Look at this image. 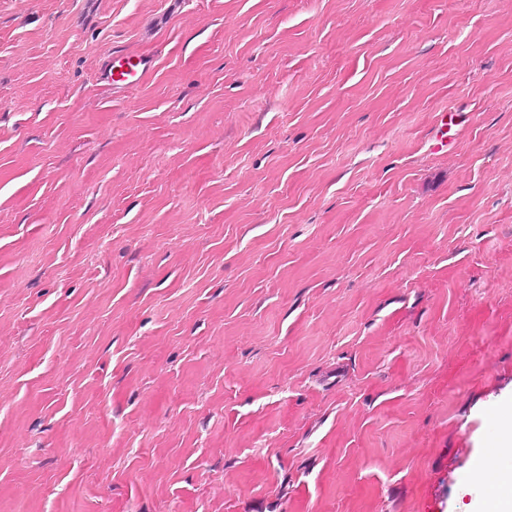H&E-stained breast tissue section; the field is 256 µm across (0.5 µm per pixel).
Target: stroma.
Here are the masks:
<instances>
[{
    "label": "stroma",
    "instance_id": "35a3bbf8",
    "mask_svg": "<svg viewBox=\"0 0 512 512\" xmlns=\"http://www.w3.org/2000/svg\"><path fill=\"white\" fill-rule=\"evenodd\" d=\"M511 402L512 0H0V512H468ZM154 66L153 58L138 54H117L105 73L112 88H125L143 82ZM460 118L458 112H439L438 121L431 133L430 142L434 150L437 151H448L454 145V138L448 133L454 128L460 125L457 119ZM448 128V130H445Z\"/></svg>",
    "mask_w": 512,
    "mask_h": 512
}]
</instances>
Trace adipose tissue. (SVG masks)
Segmentation results:
<instances>
[{
  "label": "adipose tissue",
  "mask_w": 512,
  "mask_h": 512,
  "mask_svg": "<svg viewBox=\"0 0 512 512\" xmlns=\"http://www.w3.org/2000/svg\"><path fill=\"white\" fill-rule=\"evenodd\" d=\"M495 453L500 469L476 474L468 490L473 512H512V428L502 429Z\"/></svg>",
  "instance_id": "ef3b65f1"
}]
</instances>
